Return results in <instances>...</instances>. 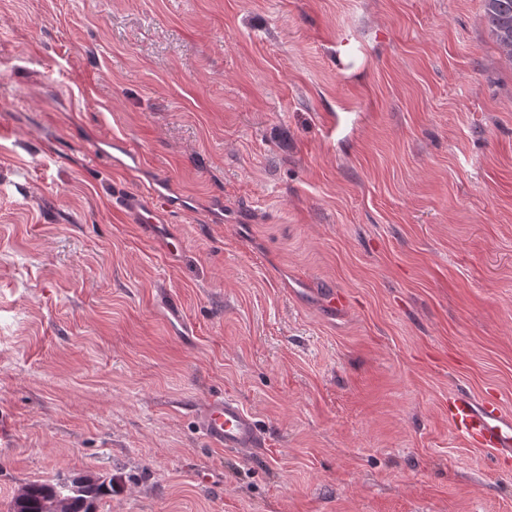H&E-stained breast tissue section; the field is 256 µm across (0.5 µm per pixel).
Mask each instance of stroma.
Here are the masks:
<instances>
[{
    "instance_id": "35a3bbf8",
    "label": "stroma",
    "mask_w": 512,
    "mask_h": 512,
    "mask_svg": "<svg viewBox=\"0 0 512 512\" xmlns=\"http://www.w3.org/2000/svg\"><path fill=\"white\" fill-rule=\"evenodd\" d=\"M0 124V512L86 473L97 512H512L448 422L512 410L483 0H0ZM216 394L264 448L200 436Z\"/></svg>"
}]
</instances>
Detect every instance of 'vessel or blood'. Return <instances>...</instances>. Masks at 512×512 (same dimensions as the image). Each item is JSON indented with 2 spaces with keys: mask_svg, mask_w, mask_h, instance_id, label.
<instances>
[{
  "mask_svg": "<svg viewBox=\"0 0 512 512\" xmlns=\"http://www.w3.org/2000/svg\"><path fill=\"white\" fill-rule=\"evenodd\" d=\"M448 420L469 445L488 449L499 460L512 459V412L500 402L457 391L448 397ZM197 424L202 436L219 448L249 452L263 444L252 415L232 399H208L197 415Z\"/></svg>",
  "mask_w": 512,
  "mask_h": 512,
  "instance_id": "b4317fda",
  "label": "vessel or blood"
}]
</instances>
